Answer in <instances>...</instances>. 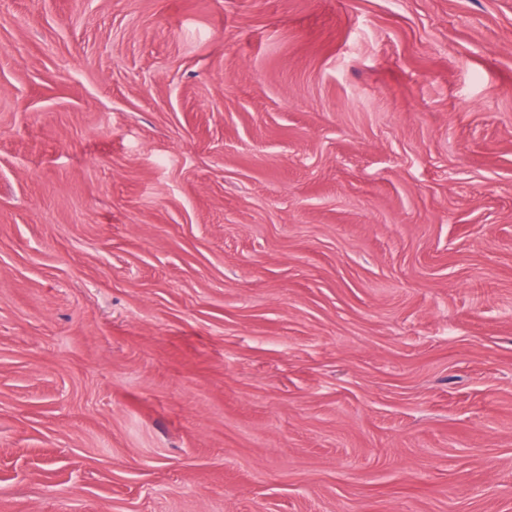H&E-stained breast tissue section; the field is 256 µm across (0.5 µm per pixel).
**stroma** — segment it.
<instances>
[{"instance_id": "obj_1", "label": "stroma", "mask_w": 512, "mask_h": 512, "mask_svg": "<svg viewBox=\"0 0 512 512\" xmlns=\"http://www.w3.org/2000/svg\"><path fill=\"white\" fill-rule=\"evenodd\" d=\"M0 512H512V0H0Z\"/></svg>"}]
</instances>
